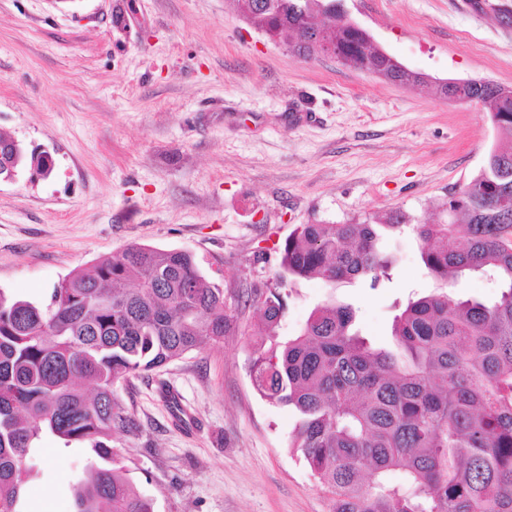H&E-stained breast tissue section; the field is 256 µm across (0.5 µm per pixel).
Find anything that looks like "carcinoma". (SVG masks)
<instances>
[{
	"label": "carcinoma",
	"mask_w": 512,
	"mask_h": 512,
	"mask_svg": "<svg viewBox=\"0 0 512 512\" xmlns=\"http://www.w3.org/2000/svg\"><path fill=\"white\" fill-rule=\"evenodd\" d=\"M232 3L300 57L331 44L345 66L458 94L505 141L448 195L443 223L413 225L396 210L359 223L302 224L285 241L284 275L377 288L391 268L378 228L412 226L442 287L395 315L396 349L370 345L353 331V308L334 300L281 341L283 299L258 294L265 330L250 376L261 397L296 412L292 447L333 494L332 512H512V87L427 81L344 20L342 0ZM487 270L500 280L494 300L454 295L459 276ZM235 326L224 283L183 250L130 245L69 274L45 303L0 290V512H17L25 459L44 434L100 460L74 490L75 512H154L111 445L116 433L140 431L115 389Z\"/></svg>",
	"instance_id": "1"
}]
</instances>
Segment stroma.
<instances>
[{"mask_svg": "<svg viewBox=\"0 0 512 512\" xmlns=\"http://www.w3.org/2000/svg\"><path fill=\"white\" fill-rule=\"evenodd\" d=\"M344 4L428 80L512 86V0ZM0 132L54 164L49 178L0 182L1 291L46 300L133 243L191 252L224 282L237 329L115 391L140 432L112 444L154 512H330L290 446L296 413L253 387L262 316L248 295L280 293V338L332 297L371 344L392 346L400 305L436 286L411 232L383 239L395 264L375 289L281 281V249L301 224L396 209L442 220L449 192L501 143L481 107L297 57L230 0H0ZM88 462L44 436L21 512H71Z\"/></svg>", "mask_w": 512, "mask_h": 512, "instance_id": "35a3bbf8", "label": "stroma"}]
</instances>
